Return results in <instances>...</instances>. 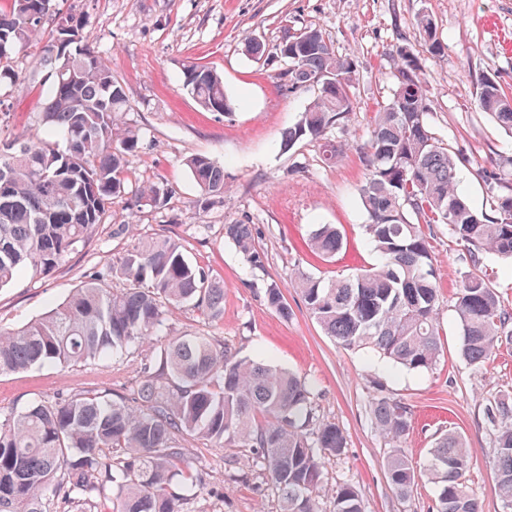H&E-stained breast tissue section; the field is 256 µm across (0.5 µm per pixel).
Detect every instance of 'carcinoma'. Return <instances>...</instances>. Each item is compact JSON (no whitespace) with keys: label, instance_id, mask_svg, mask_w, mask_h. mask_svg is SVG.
Wrapping results in <instances>:
<instances>
[{"label":"carcinoma","instance_id":"obj_1","mask_svg":"<svg viewBox=\"0 0 512 512\" xmlns=\"http://www.w3.org/2000/svg\"><path fill=\"white\" fill-rule=\"evenodd\" d=\"M87 22L62 17L51 0H10L0 10V83L23 87L27 75L14 68V53L44 41L30 75L51 79L38 127L0 142V288L29 270L57 271L70 253L104 222L114 200L160 207L168 188L158 182L126 192V156L140 144L128 126L131 110L110 62L89 43ZM421 46L441 51L437 27L417 17ZM300 59L283 72L290 93L314 92L281 147L320 142L325 159L345 145L331 131L355 109L353 60L338 56L320 29H304ZM396 89L370 118V139L361 152L367 171L360 200L365 235L377 263L352 276L290 277L322 331L346 348H369L387 363L428 371L439 359L440 284L424 225L446 224L467 249L472 270L456 293L461 357L479 367L512 342V312L480 270L486 255L512 261V173L492 179L493 214L477 209L457 186L465 158L438 139L428 124L424 73L412 48L397 51ZM182 86L208 112H229L224 79L207 67L182 65ZM475 104L512 132V95L491 78L477 81ZM205 205L224 202V167L204 155L186 159ZM253 224L224 225L252 268L263 266ZM311 251L334 257L344 237L334 224H317ZM115 280L124 287L112 288ZM265 301L289 316L281 288L271 283ZM191 302L215 320L224 314V283L193 265L169 236L138 239L116 262L97 271L46 316L12 331L0 330V375L33 365L75 366L110 352H123L158 336L169 309ZM158 369L145 371L130 399L101 394L58 395L0 418V512H184L177 480L205 484L185 456V445L233 441L253 449L251 464L277 494L280 512H322L317 491L322 455L346 448L342 430L324 423L312 405L311 385L266 361L240 358L207 336H181L162 343ZM371 423L391 442L408 435L412 416L387 397L369 403ZM494 443L499 495L512 509V397L493 399L486 411ZM470 451L455 432L442 434L424 472L438 488L435 512H479L464 476ZM386 475L401 497L411 496L421 472L400 449L387 458ZM330 512H365L357 489L343 483Z\"/></svg>","mask_w":512,"mask_h":512}]
</instances>
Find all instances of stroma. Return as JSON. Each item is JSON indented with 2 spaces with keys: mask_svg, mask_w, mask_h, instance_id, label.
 <instances>
[{
  "mask_svg": "<svg viewBox=\"0 0 512 512\" xmlns=\"http://www.w3.org/2000/svg\"><path fill=\"white\" fill-rule=\"evenodd\" d=\"M53 8L87 17L92 47L110 60L132 105L125 121L139 131L141 145L126 158L128 188L164 182L170 194L159 208L116 201L84 247L51 277L26 273L0 289V325L17 328L39 318L90 274L115 262L134 236H170L181 242L189 261L223 281L224 315L214 321L181 305L167 315L168 334L209 336L232 345L239 356L265 359L306 378L317 415L343 431L344 452L322 460V508H329L336 486L348 482L361 494L365 512H432L437 488L431 480L420 479L408 498L387 481L393 445L373 428L368 411L380 394L401 401L412 414L401 446L414 465L426 464L440 433H458L473 455L465 482L481 512H507L496 486L485 408L499 394L512 392V345L500 346L480 367L460 357L453 297L471 264L447 225L431 228L442 352L429 371L390 366L325 336L289 276L297 269L349 276L374 261L363 232L367 215L359 190L366 170L360 155L369 138L370 112L394 93L397 50L418 48L419 15L434 19L442 44L438 55L419 54L430 100L428 122L468 161L458 174L461 189L476 207L489 208L482 172L512 169V136L475 107V88L478 79L489 76L512 91V0H53ZM306 27L319 28L334 52L356 66L355 110L334 132L346 153L335 163L325 162L318 144L309 141L281 150L283 131L297 121L311 94L283 91V62L252 58L243 48L251 37L273 49ZM188 61L223 76L230 113L204 111L183 90L181 69ZM46 80L41 72L23 91L0 87L7 107L0 114V139L36 126ZM194 154L223 165V204L200 208V189L184 164ZM237 221L256 225L264 268H250L225 241V225ZM125 224L133 225V234L122 232ZM318 224L338 225L345 237L342 251L328 262L308 247ZM272 282L282 289L289 317L265 302V287ZM155 364L152 348L135 345L123 356L77 367L35 366L0 375V413L57 394L92 391L125 398L143 369ZM185 453L206 479L186 512H278L277 496L265 478L245 466L249 449L194 441ZM230 458L239 462L234 479L224 471ZM216 487L223 488V497L213 496Z\"/></svg>",
  "mask_w": 512,
  "mask_h": 512,
  "instance_id": "stroma-1",
  "label": "stroma"
}]
</instances>
